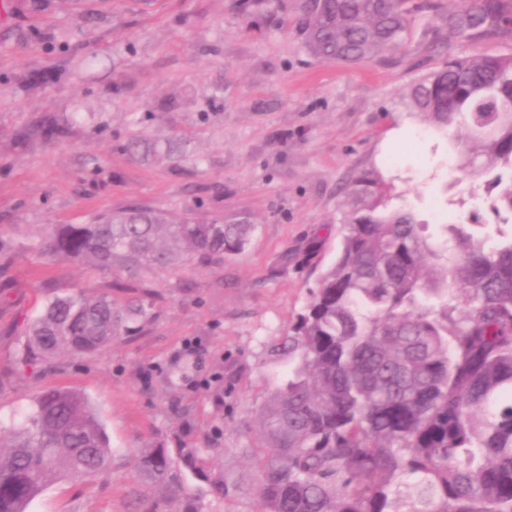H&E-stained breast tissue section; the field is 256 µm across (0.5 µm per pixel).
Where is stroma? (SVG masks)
Listing matches in <instances>:
<instances>
[{"label":"stroma","mask_w":512,"mask_h":512,"mask_svg":"<svg viewBox=\"0 0 512 512\" xmlns=\"http://www.w3.org/2000/svg\"><path fill=\"white\" fill-rule=\"evenodd\" d=\"M302 0H19L0 6V418H22L49 387L81 391L112 449L109 475L64 480L30 512H128L142 448L207 449L239 483L215 498L176 465L180 497L158 487V512H256L261 443L251 418L273 368L265 344L304 307L339 251L343 187L376 171L393 205L415 204L430 224L466 212L476 178L457 181L446 141L406 108L410 86L448 53L512 51L511 40L434 49L446 30L417 16L397 52L350 65L310 55L297 27ZM64 132L17 137L48 119ZM177 140L166 160L137 161L133 136ZM179 218L256 230L223 265L152 275L155 318L86 356L17 368L26 320L48 296L107 292L111 280L40 256L51 224H84L129 203Z\"/></svg>","instance_id":"1"}]
</instances>
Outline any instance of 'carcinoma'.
Wrapping results in <instances>:
<instances>
[{"label": "carcinoma", "mask_w": 512, "mask_h": 512, "mask_svg": "<svg viewBox=\"0 0 512 512\" xmlns=\"http://www.w3.org/2000/svg\"><path fill=\"white\" fill-rule=\"evenodd\" d=\"M414 0H306L300 30L316 58L360 64L399 48ZM458 43L512 38V0H471L441 15ZM411 111L448 138L458 169L487 178L490 204L512 222V53L448 60L416 81ZM132 159H164L132 140ZM340 250L288 330L266 353L286 366L255 413L257 512H512V233L475 236L465 217L436 238L411 205L389 210L364 172L346 187ZM253 224L170 219L140 206L53 224L51 259L80 262L135 295L53 296L26 327L16 360L93 354L141 332L157 293L145 276L214 266L243 252ZM179 459L226 498L238 490L197 448ZM146 480H175L164 448L134 457ZM112 449L98 414L73 390L38 394L0 429V512H29L63 479L107 474Z\"/></svg>", "instance_id": "cac0c4a2"}]
</instances>
